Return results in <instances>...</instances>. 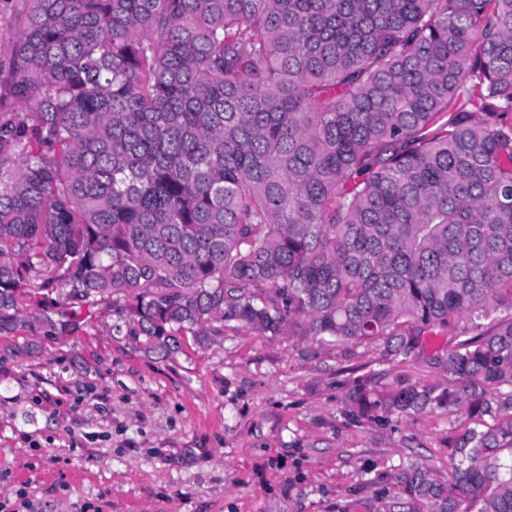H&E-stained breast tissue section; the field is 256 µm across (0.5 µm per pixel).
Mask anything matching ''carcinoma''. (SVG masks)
Segmentation results:
<instances>
[{
  "label": "carcinoma",
  "mask_w": 512,
  "mask_h": 512,
  "mask_svg": "<svg viewBox=\"0 0 512 512\" xmlns=\"http://www.w3.org/2000/svg\"><path fill=\"white\" fill-rule=\"evenodd\" d=\"M0 335L103 302L167 355L235 323L452 379L385 512H512V0H0ZM492 423H487L486 419Z\"/></svg>",
  "instance_id": "carcinoma-1"
}]
</instances>
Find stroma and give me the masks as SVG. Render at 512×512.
I'll return each mask as SVG.
<instances>
[{
  "instance_id": "35a3bbf8",
  "label": "stroma",
  "mask_w": 512,
  "mask_h": 512,
  "mask_svg": "<svg viewBox=\"0 0 512 512\" xmlns=\"http://www.w3.org/2000/svg\"><path fill=\"white\" fill-rule=\"evenodd\" d=\"M118 321L103 304L81 332L0 335V512H380L400 460L447 473L448 435L465 428L441 411L347 417L357 377L449 379L374 344L347 357L228 327L164 357Z\"/></svg>"
}]
</instances>
